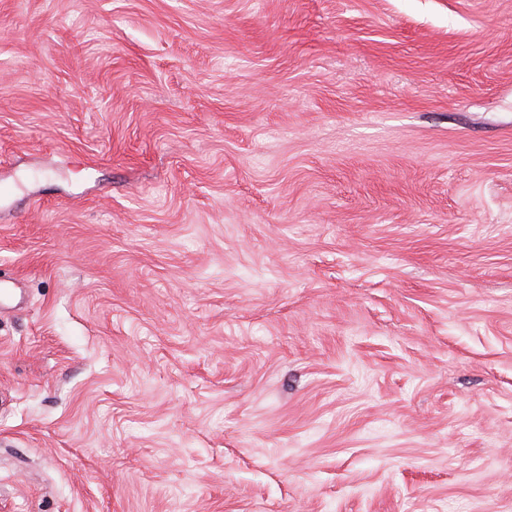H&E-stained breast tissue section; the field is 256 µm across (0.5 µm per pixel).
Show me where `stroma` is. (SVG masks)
<instances>
[{
	"label": "stroma",
	"mask_w": 512,
	"mask_h": 512,
	"mask_svg": "<svg viewBox=\"0 0 512 512\" xmlns=\"http://www.w3.org/2000/svg\"><path fill=\"white\" fill-rule=\"evenodd\" d=\"M0 512H512V0H0Z\"/></svg>",
	"instance_id": "1"
}]
</instances>
